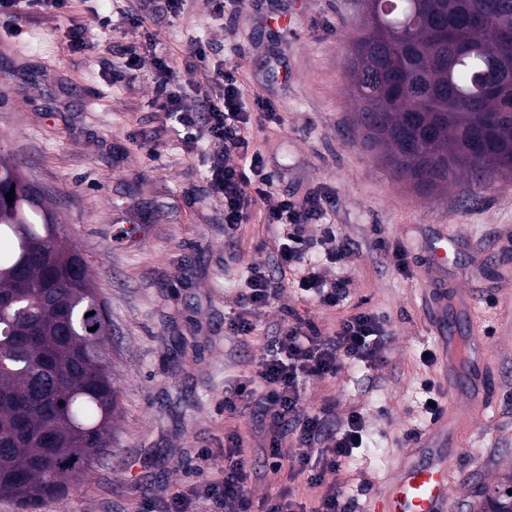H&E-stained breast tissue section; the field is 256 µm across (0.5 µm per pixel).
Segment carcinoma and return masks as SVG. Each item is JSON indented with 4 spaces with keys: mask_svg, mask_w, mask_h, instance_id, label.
Masks as SVG:
<instances>
[{
    "mask_svg": "<svg viewBox=\"0 0 512 512\" xmlns=\"http://www.w3.org/2000/svg\"><path fill=\"white\" fill-rule=\"evenodd\" d=\"M346 58L361 142L422 195L512 178V0H364ZM0 156V497L33 506L110 447L111 325L55 213L6 200ZM98 326L91 332L89 328ZM477 512H512V475Z\"/></svg>",
    "mask_w": 512,
    "mask_h": 512,
    "instance_id": "carcinoma-1",
    "label": "carcinoma"
}]
</instances>
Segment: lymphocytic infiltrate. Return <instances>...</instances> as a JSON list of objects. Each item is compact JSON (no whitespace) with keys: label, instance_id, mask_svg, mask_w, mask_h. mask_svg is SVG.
Wrapping results in <instances>:
<instances>
[{"label":"lymphocytic infiltrate","instance_id":"1","mask_svg":"<svg viewBox=\"0 0 512 512\" xmlns=\"http://www.w3.org/2000/svg\"><path fill=\"white\" fill-rule=\"evenodd\" d=\"M196 58L206 63L209 82L223 93L187 96L177 71L167 59L154 58L155 96L164 128L176 131L187 149L208 140L207 183L210 194L224 205L225 234H233L249 208L261 206L272 232L282 266L293 273L294 290L314 300L320 309L342 307L349 296L350 278L334 277L329 266H345L348 248L333 226L323 220L331 202L328 194L312 190L295 198L274 192V177L260 150L250 147L249 130L256 114L276 119L277 104L260 98L247 108L234 67L208 66L205 46L194 44ZM323 223V235L313 239L308 225ZM281 284L263 265L248 266L245 288L227 328L239 346L260 344L258 356L249 357L236 383L224 389V410L229 415L258 419L264 457L273 470L304 477L318 491L300 501L294 490L284 489L265 498L264 512H350L347 495L348 466L364 447L362 410L336 411L335 400L320 408L306 404L308 385L336 379L359 366L382 370L393 332L380 313L360 309L348 314L334 331L325 333L314 321L292 317L275 335L259 337L262 313L277 301ZM243 438L236 431L224 434V466L219 476L202 478L176 490L156 504L154 512H251L250 483L258 473L244 456Z\"/></svg>","mask_w":512,"mask_h":512}]
</instances>
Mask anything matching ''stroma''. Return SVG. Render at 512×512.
Wrapping results in <instances>:
<instances>
[{"label":"stroma","mask_w":512,"mask_h":512,"mask_svg":"<svg viewBox=\"0 0 512 512\" xmlns=\"http://www.w3.org/2000/svg\"><path fill=\"white\" fill-rule=\"evenodd\" d=\"M118 0H74L71 17L0 25V145L45 188L71 243L86 260L112 321V377L120 404L112 445L93 470L31 512H150L160 498L224 465V431L255 422L224 412V387L241 375L246 351L225 329L249 263L277 268V249L260 207L250 208L235 238L224 235L221 204L207 185L210 146L186 151L176 133L142 144L162 123L151 60L168 57L184 91L188 48L205 44L211 63L236 67L246 100L277 103L279 120L258 122L252 142L278 163L274 188L333 198L331 222L349 247V306L385 315L394 338L390 369H358L311 385L307 404L335 396L339 411L358 406L367 440L357 450L348 496L352 512L391 479L408 457L409 435L430 426L426 383L445 386L439 366L420 354L440 346L430 304L421 293L427 248L440 226L455 230L459 254L451 279L477 281L493 303L512 297V180L482 186L461 177L446 192L420 197L398 183L361 143L356 104L345 76L346 44L363 0H236L223 18L209 0L183 14L157 11L141 27L123 24ZM113 10L111 30L99 15ZM85 26L93 46L72 51L69 22ZM136 47L134 82L110 78ZM403 242L410 276H402L384 243ZM333 328L339 309L321 311L286 290L258 333L274 335L283 309ZM486 419L452 465L461 479L452 512H470L478 486L512 472V330L493 324Z\"/></svg>","instance_id":"obj_1"}]
</instances>
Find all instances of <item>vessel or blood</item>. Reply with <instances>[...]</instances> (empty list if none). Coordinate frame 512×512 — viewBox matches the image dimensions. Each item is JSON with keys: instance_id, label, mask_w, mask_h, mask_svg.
Here are the masks:
<instances>
[{"instance_id": "b4317fda", "label": "vessel or blood", "mask_w": 512, "mask_h": 512, "mask_svg": "<svg viewBox=\"0 0 512 512\" xmlns=\"http://www.w3.org/2000/svg\"><path fill=\"white\" fill-rule=\"evenodd\" d=\"M457 247V237L444 229L430 241L433 264L424 292L429 296L448 294L452 302L464 309L463 326L449 324L446 336L441 339V364L448 390L463 392V401L429 428L423 444L427 459L399 466L373 501L370 512H450L454 484L451 458L463 453L468 437L484 419L488 385L485 331L491 322L512 310L505 306L479 305L473 300L475 288L449 285L445 274Z\"/></svg>"}]
</instances>
